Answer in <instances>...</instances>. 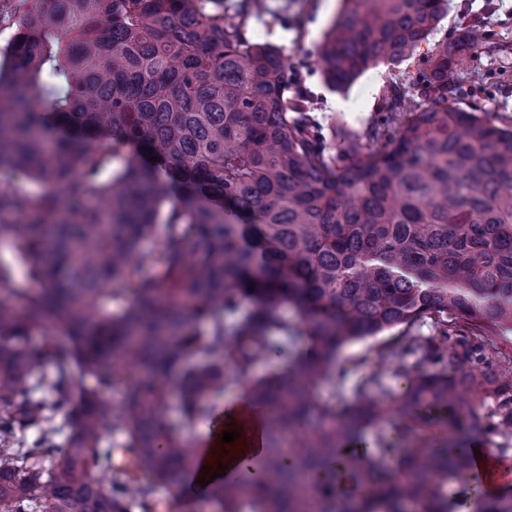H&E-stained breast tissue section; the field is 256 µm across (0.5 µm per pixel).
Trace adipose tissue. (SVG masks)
Instances as JSON below:
<instances>
[{
  "label": "adipose tissue",
  "mask_w": 512,
  "mask_h": 512,
  "mask_svg": "<svg viewBox=\"0 0 512 512\" xmlns=\"http://www.w3.org/2000/svg\"><path fill=\"white\" fill-rule=\"evenodd\" d=\"M231 427L241 430V446L234 451L226 450L221 440L223 431ZM262 427V422L254 416L247 400L236 399L225 402L211 427L207 428L198 439L199 465L205 466L215 461L228 468H236L243 458H250L257 454L261 446Z\"/></svg>",
  "instance_id": "obj_1"
}]
</instances>
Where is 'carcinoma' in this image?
<instances>
[{"label":"carcinoma","instance_id":"carcinoma-1","mask_svg":"<svg viewBox=\"0 0 512 512\" xmlns=\"http://www.w3.org/2000/svg\"><path fill=\"white\" fill-rule=\"evenodd\" d=\"M445 5L345 0L318 55L326 82L411 59ZM253 7L0 0V18L17 17L0 65V174L45 186L30 198L0 185V214L15 218L0 233L43 285L0 289V512H159L156 487L179 488L194 458L179 429L215 416L229 384L264 408V445L209 488L217 512H457L445 488L470 473L468 440L491 428L501 453L512 446V358L483 354L512 330V126L449 104L484 29L391 78L396 135L337 126L333 149L307 96L288 94L281 50L245 36ZM426 319L437 335L410 334ZM400 326L352 403L313 398L343 376L346 345ZM267 355L280 370L254 376ZM389 366L404 380L392 405ZM84 376L96 385L78 391ZM422 424L432 432L409 441ZM123 457L104 486L95 472ZM476 512H512V492Z\"/></svg>","mask_w":512,"mask_h":512}]
</instances>
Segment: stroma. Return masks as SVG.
I'll return each instance as SVG.
<instances>
[{
  "label": "stroma",
  "mask_w": 512,
  "mask_h": 512,
  "mask_svg": "<svg viewBox=\"0 0 512 512\" xmlns=\"http://www.w3.org/2000/svg\"><path fill=\"white\" fill-rule=\"evenodd\" d=\"M341 6L342 0H260L258 11L247 23L248 36L278 47L288 57L310 99L314 130L324 138L337 124L361 131L383 121L385 88L391 74L404 76L417 70L413 59L395 70L382 64L368 69L348 89L330 88L316 60L330 22ZM476 24L489 31L492 44L475 58L453 102L478 115L493 113L501 123L511 125L512 0H448L430 42H455L461 31ZM383 342L378 336L346 346L340 356L346 377L337 387L320 386L316 399L339 405L351 401L357 382L375 370L377 351Z\"/></svg>",
  "instance_id": "35a3bbf8"
}]
</instances>
